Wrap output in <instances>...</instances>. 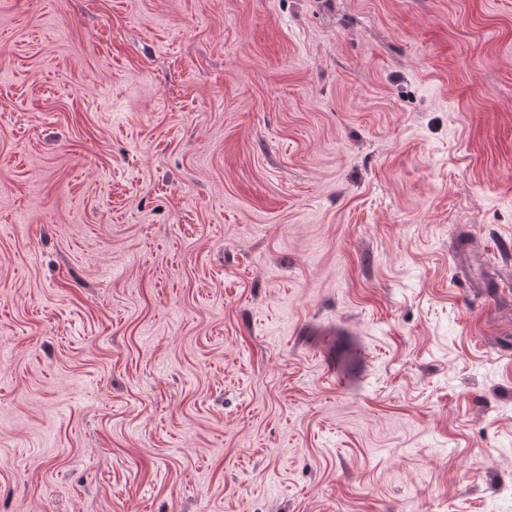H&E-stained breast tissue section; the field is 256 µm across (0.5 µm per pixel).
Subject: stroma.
<instances>
[{"instance_id": "1", "label": "stroma", "mask_w": 512, "mask_h": 512, "mask_svg": "<svg viewBox=\"0 0 512 512\" xmlns=\"http://www.w3.org/2000/svg\"><path fill=\"white\" fill-rule=\"evenodd\" d=\"M0 512H512V0H0Z\"/></svg>"}]
</instances>
